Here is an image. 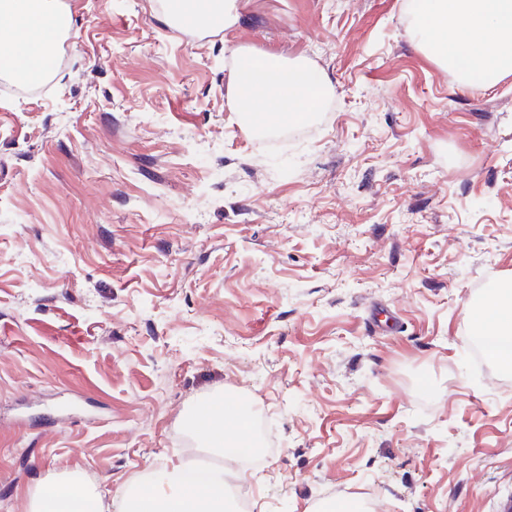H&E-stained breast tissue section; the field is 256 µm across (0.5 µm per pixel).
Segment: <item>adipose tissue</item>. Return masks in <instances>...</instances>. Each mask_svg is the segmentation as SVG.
Returning <instances> with one entry per match:
<instances>
[{
    "label": "adipose tissue",
    "instance_id": "ef3b65f1",
    "mask_svg": "<svg viewBox=\"0 0 512 512\" xmlns=\"http://www.w3.org/2000/svg\"><path fill=\"white\" fill-rule=\"evenodd\" d=\"M171 23L185 20L204 27L230 23L226 0H170ZM414 18L428 37L429 52L477 84L512 74V0H419ZM71 15L61 0H0V68L33 81L40 63L53 53ZM248 80L237 99L245 112L260 118L298 119L314 111L324 77L304 65L287 66L268 55H252L238 69ZM473 318L485 338V353L501 369L512 371V289H497ZM74 512H104L100 495L73 480L52 483L40 492L36 512L51 503ZM224 470L199 471L179 463L174 485L143 484L123 500L122 512H224Z\"/></svg>",
    "mask_w": 512,
    "mask_h": 512
}]
</instances>
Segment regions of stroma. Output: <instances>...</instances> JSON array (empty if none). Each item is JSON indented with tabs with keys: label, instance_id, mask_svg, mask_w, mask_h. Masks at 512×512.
<instances>
[{
	"label": "stroma",
	"instance_id": "stroma-1",
	"mask_svg": "<svg viewBox=\"0 0 512 512\" xmlns=\"http://www.w3.org/2000/svg\"><path fill=\"white\" fill-rule=\"evenodd\" d=\"M33 92L0 88V512L77 479L110 512L248 397L254 512H499L512 372L470 313L512 281V75L440 64L411 0H64ZM322 72L248 133L238 56ZM167 15L171 23L180 28L188 27L180 21V17L184 21L214 29L230 24L227 1L223 0H171Z\"/></svg>",
	"mask_w": 512,
	"mask_h": 512
}]
</instances>
